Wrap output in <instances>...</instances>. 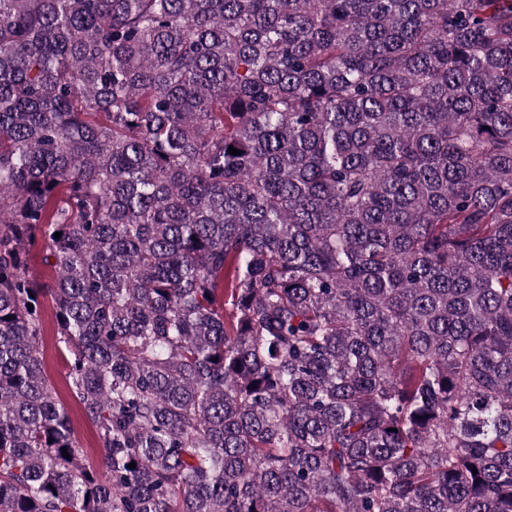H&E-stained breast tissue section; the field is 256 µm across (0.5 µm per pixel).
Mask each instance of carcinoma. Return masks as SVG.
<instances>
[{"label":"carcinoma","instance_id":"obj_1","mask_svg":"<svg viewBox=\"0 0 512 512\" xmlns=\"http://www.w3.org/2000/svg\"><path fill=\"white\" fill-rule=\"evenodd\" d=\"M0 512H512V0H0ZM28 262L31 272L35 278L46 282L52 281L54 271L52 267L46 263L40 244H36L30 249L28 253ZM43 336L40 359L45 376L54 386L59 403L67 410L74 428V435L84 450L85 463L91 466L101 481L107 480L104 452L97 441L93 424L85 417L81 407L70 392L67 352L58 343L55 316L50 296L43 299Z\"/></svg>","mask_w":512,"mask_h":512}]
</instances>
